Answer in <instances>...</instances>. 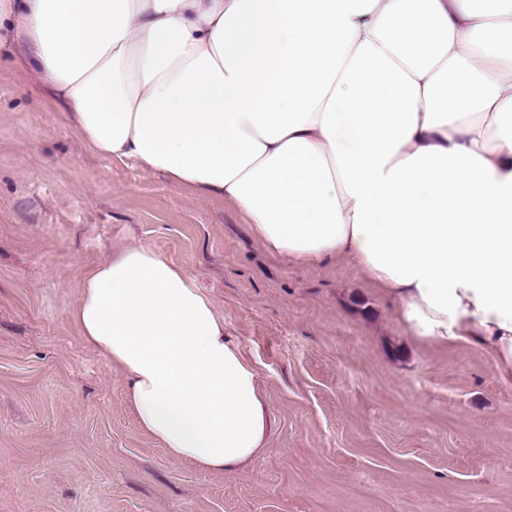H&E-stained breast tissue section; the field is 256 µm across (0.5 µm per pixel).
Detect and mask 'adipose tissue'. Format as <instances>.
Masks as SVG:
<instances>
[{
    "label": "adipose tissue",
    "instance_id": "adipose-tissue-1",
    "mask_svg": "<svg viewBox=\"0 0 512 512\" xmlns=\"http://www.w3.org/2000/svg\"><path fill=\"white\" fill-rule=\"evenodd\" d=\"M0 54L90 152L223 199L281 258H349L512 384V0H0ZM73 320L172 459L262 450L259 374L181 268L114 250Z\"/></svg>",
    "mask_w": 512,
    "mask_h": 512
}]
</instances>
